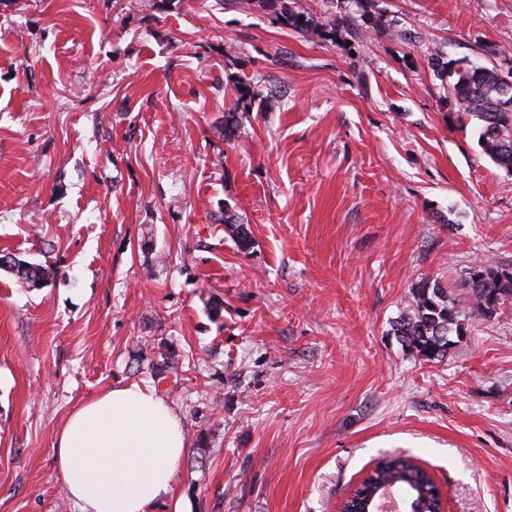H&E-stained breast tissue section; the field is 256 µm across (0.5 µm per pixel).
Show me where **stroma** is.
I'll return each mask as SVG.
<instances>
[{
    "label": "stroma",
    "mask_w": 512,
    "mask_h": 512,
    "mask_svg": "<svg viewBox=\"0 0 512 512\" xmlns=\"http://www.w3.org/2000/svg\"><path fill=\"white\" fill-rule=\"evenodd\" d=\"M297 5L357 40L254 0H0V252L54 270H0V512H77L57 433L163 352L187 451L146 512H339L395 456L512 512V303L440 360L393 332L421 281L512 265V172L427 64L506 69L512 0ZM259 7L268 11L276 23L292 29L303 36H316L333 45L347 42V37L354 38L353 29L342 19H325L313 13L299 10L294 0H255ZM303 19V22H299ZM238 97L233 103V108L227 115L224 114V139L227 141L232 140L238 130L239 121L237 119L238 112H247L248 106L247 98L254 96L256 93L251 91L250 88H236ZM7 272L16 275L23 283L34 288L47 286L54 276L52 268L21 259H18V263L12 264Z\"/></svg>",
    "instance_id": "obj_1"
}]
</instances>
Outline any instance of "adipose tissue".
<instances>
[{
  "mask_svg": "<svg viewBox=\"0 0 512 512\" xmlns=\"http://www.w3.org/2000/svg\"><path fill=\"white\" fill-rule=\"evenodd\" d=\"M79 512H145L171 496L186 451L179 415L149 383H127L76 408L53 447Z\"/></svg>",
  "mask_w": 512,
  "mask_h": 512,
  "instance_id": "adipose-tissue-1",
  "label": "adipose tissue"
}]
</instances>
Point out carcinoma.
<instances>
[{
    "label": "carcinoma",
    "instance_id": "1",
    "mask_svg": "<svg viewBox=\"0 0 512 512\" xmlns=\"http://www.w3.org/2000/svg\"><path fill=\"white\" fill-rule=\"evenodd\" d=\"M274 21L304 36H316L333 45L354 37L345 19H325L299 10L294 0H256ZM428 65L447 82L461 117L475 121L479 138L485 140L481 151L496 165L512 172V108L506 109L500 70L492 67L457 66L434 52ZM233 108L224 116V139L232 140L238 130L237 114L246 111L247 99L255 92L237 90ZM10 273L23 283L41 288L53 278V270L41 264L18 260ZM462 287L468 304L463 307L453 292L439 281L426 280L412 291L409 312L395 321L394 333L410 351L426 360H440L451 346L467 334L469 321L493 317L499 307L512 300V268L501 269L484 262L475 266ZM405 492L418 512H432L434 498L427 471L410 458L392 457L377 464L363 483L365 495L382 491Z\"/></svg>",
    "mask_w": 512,
    "mask_h": 512
}]
</instances>
